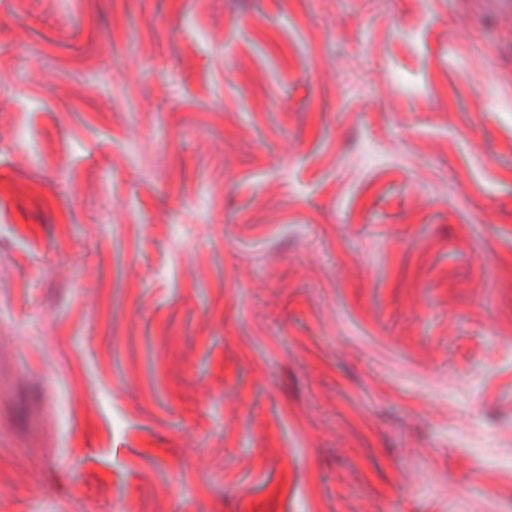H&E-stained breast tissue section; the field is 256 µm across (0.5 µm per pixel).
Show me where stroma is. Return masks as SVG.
Instances as JSON below:
<instances>
[{
	"label": "stroma",
	"instance_id": "35a3bbf8",
	"mask_svg": "<svg viewBox=\"0 0 512 512\" xmlns=\"http://www.w3.org/2000/svg\"><path fill=\"white\" fill-rule=\"evenodd\" d=\"M0 512H512V0H0Z\"/></svg>",
	"mask_w": 512,
	"mask_h": 512
}]
</instances>
